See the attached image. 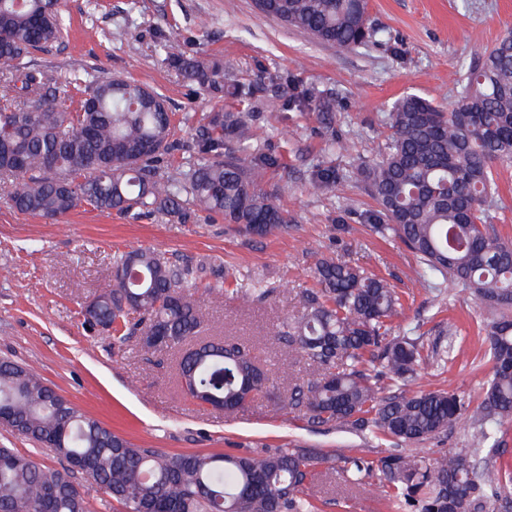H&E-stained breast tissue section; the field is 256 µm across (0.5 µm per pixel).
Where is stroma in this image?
Here are the masks:
<instances>
[{
    "instance_id": "35a3bbf8",
    "label": "stroma",
    "mask_w": 512,
    "mask_h": 512,
    "mask_svg": "<svg viewBox=\"0 0 512 512\" xmlns=\"http://www.w3.org/2000/svg\"><path fill=\"white\" fill-rule=\"evenodd\" d=\"M373 43L339 52L311 35L261 13L253 0H61L62 42L25 58L31 70L54 74L59 87L83 70L143 83L162 93L173 114L174 150L162 168L173 174L192 155L208 113H249L263 148L282 160L264 187L278 191L290 228L265 237L240 232L221 217L137 218L81 206L59 222L9 207L0 183V358L38 374L60 395L142 448L167 454H250L280 448L316 452L323 462L306 493L320 512H389L377 480L345 484L337 449L374 458L394 444L368 432L319 428L281 396L317 370L289 359L279 338L298 315V294L312 287L318 258L369 269L404 303L401 329H414L427 356L411 387L477 395L489 377L478 331L486 307L460 287L436 296L417 257L399 240L372 231L378 207L361 172L381 157L391 105L414 93L441 103L458 98L462 64L492 47L512 26V0H369ZM186 55L224 64L225 83L295 87L288 108H255L253 101L186 83L167 60L166 39ZM343 139L348 150L333 142ZM331 173V191L309 182ZM176 264H204L206 281L225 287L275 286L265 302L203 296L206 335L252 346L280 398L261 396L227 414L182 391L172 353L143 346L139 337L114 345L109 332L87 328L81 308L111 283L113 258L134 249ZM473 428L453 430L405 453L430 458L471 447Z\"/></svg>"
}]
</instances>
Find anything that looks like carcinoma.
<instances>
[{
  "label": "carcinoma",
  "mask_w": 512,
  "mask_h": 512,
  "mask_svg": "<svg viewBox=\"0 0 512 512\" xmlns=\"http://www.w3.org/2000/svg\"><path fill=\"white\" fill-rule=\"evenodd\" d=\"M265 15L340 51L372 42L377 31L368 0H255ZM60 0H0V81L14 95L0 102V181L11 207L54 221L78 206L102 212L158 213L186 218L197 207L247 234L288 231V212L262 189L281 168L258 145L244 112L208 115L196 158L174 175L159 161L170 147L172 115L163 97L132 80L76 75L81 99L59 102L57 81L25 71L21 60L62 37ZM179 77L224 87L223 69L186 57L166 40ZM458 104L447 109L418 95L388 112L391 131L382 158L363 171L386 223L373 228L400 239L434 274L469 291L491 310L484 337L489 380L480 403L444 389L410 391L425 362L417 339L394 334L403 303L387 281L360 266L321 257L315 287L300 292V315L282 343L288 356L318 368L295 385L285 405L318 427L368 430L403 443L425 441L471 416L476 447L427 458L390 452L374 460L340 453L344 481L371 478L394 505L414 512H486L512 488V470L476 462L482 447L498 450V428L512 421V239L487 221L496 203L493 168L512 162V29L464 66ZM204 265H175L150 250H133L112 264V285L84 306L93 326L118 343L143 328L165 347L194 346L177 361L191 396L226 413L265 395L274 381L239 342L200 338L203 290L244 302L275 288H224L204 282ZM0 424L51 449L66 465L43 467L0 448V512H86L72 480L85 472L123 512H317L304 495L322 459L304 449L251 455L163 454L139 448L85 414L37 374L0 359Z\"/></svg>",
  "instance_id": "carcinoma-1"
}]
</instances>
